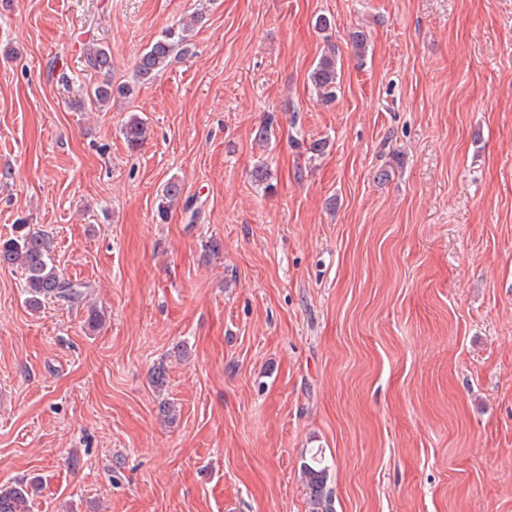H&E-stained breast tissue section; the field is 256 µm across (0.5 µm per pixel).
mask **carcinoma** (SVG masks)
<instances>
[{
	"mask_svg": "<svg viewBox=\"0 0 512 512\" xmlns=\"http://www.w3.org/2000/svg\"><path fill=\"white\" fill-rule=\"evenodd\" d=\"M201 13L192 17V23H178L168 27L163 35L147 46L135 63L134 75L140 85H148L177 57L191 54L193 26L203 23ZM338 60L334 45H329L317 59L309 73V81L317 98L330 105L336 101L338 88ZM84 70L102 77L87 92L90 103L104 106L115 97H127L133 88L126 83L115 84L111 79L112 57L99 44H89L83 54ZM145 121L131 116L122 127L127 145L137 149L147 138ZM181 184L167 183L158 194L156 216L165 221L180 202ZM0 265L16 267L23 276L25 303L38 311L48 300H57L72 306L83 302L84 286L67 280L58 270L52 256L49 236L28 224H16L12 234L0 238ZM328 466L318 452L302 458L300 473L306 488L311 512H336L335 497L328 490ZM34 483L19 479L0 483V512H32Z\"/></svg>",
	"mask_w": 512,
	"mask_h": 512,
	"instance_id": "1",
	"label": "carcinoma"
}]
</instances>
